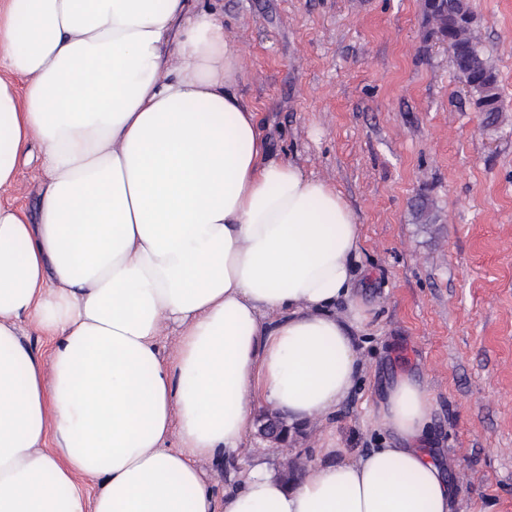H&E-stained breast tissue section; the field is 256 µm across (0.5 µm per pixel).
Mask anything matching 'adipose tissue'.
Instances as JSON below:
<instances>
[{
    "mask_svg": "<svg viewBox=\"0 0 512 512\" xmlns=\"http://www.w3.org/2000/svg\"><path fill=\"white\" fill-rule=\"evenodd\" d=\"M237 64L187 0H0V190L43 170L36 214L0 202V512H453L408 376L380 411L394 446L321 440L291 481L202 468L259 408L325 422L361 371L357 217L268 158Z\"/></svg>",
    "mask_w": 512,
    "mask_h": 512,
    "instance_id": "adipose-tissue-1",
    "label": "adipose tissue"
}]
</instances>
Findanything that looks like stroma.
<instances>
[{
  "mask_svg": "<svg viewBox=\"0 0 512 512\" xmlns=\"http://www.w3.org/2000/svg\"><path fill=\"white\" fill-rule=\"evenodd\" d=\"M470 5L504 107L488 128L423 0H189L223 21L270 157L334 186L361 231L351 397L291 447L252 436L241 459L294 477L324 436L354 457L389 446L378 409L408 374L432 395L421 445L458 512H512V0ZM42 177L20 165L0 199L35 209ZM241 459L207 470L224 483Z\"/></svg>",
  "mask_w": 512,
  "mask_h": 512,
  "instance_id": "stroma-1",
  "label": "stroma"
}]
</instances>
